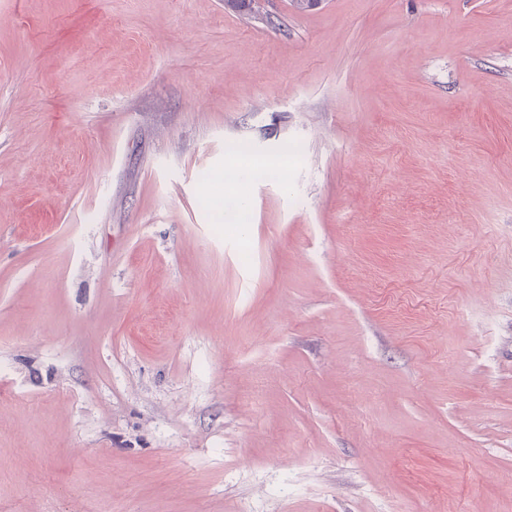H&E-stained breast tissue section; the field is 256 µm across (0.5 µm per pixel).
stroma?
Instances as JSON below:
<instances>
[{"label": "stroma", "mask_w": 512, "mask_h": 512, "mask_svg": "<svg viewBox=\"0 0 512 512\" xmlns=\"http://www.w3.org/2000/svg\"><path fill=\"white\" fill-rule=\"evenodd\" d=\"M0 512H512V0H0Z\"/></svg>", "instance_id": "obj_1"}]
</instances>
